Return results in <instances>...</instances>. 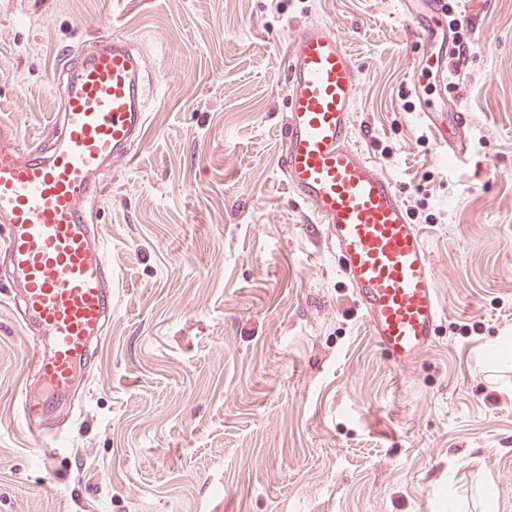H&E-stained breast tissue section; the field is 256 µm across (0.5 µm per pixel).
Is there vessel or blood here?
Here are the masks:
<instances>
[{
	"mask_svg": "<svg viewBox=\"0 0 512 512\" xmlns=\"http://www.w3.org/2000/svg\"><path fill=\"white\" fill-rule=\"evenodd\" d=\"M400 5L417 47L409 78L419 120L458 158L468 151L467 117L427 89L448 83L455 41L448 0ZM286 64L282 173L336 255L376 345L392 365L407 367L432 346L443 309L405 198L352 142L361 71L345 40L317 21L290 37ZM144 71V57L124 36L61 57L54 70L64 87L61 134L45 152H22L13 126L0 121V223L24 322L46 340L34 363L41 388L23 407L26 419L47 412V394L77 384L92 339L112 316V268L93 218L97 176L131 157L144 137Z\"/></svg>",
	"mask_w": 512,
	"mask_h": 512,
	"instance_id": "b4317fda",
	"label": "vessel or blood"
}]
</instances>
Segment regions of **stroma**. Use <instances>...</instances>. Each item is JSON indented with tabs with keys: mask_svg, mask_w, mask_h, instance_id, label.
Segmentation results:
<instances>
[{
	"mask_svg": "<svg viewBox=\"0 0 512 512\" xmlns=\"http://www.w3.org/2000/svg\"><path fill=\"white\" fill-rule=\"evenodd\" d=\"M311 21L357 61L359 145L434 263L444 319L405 369L281 171L286 44ZM112 33L150 66L136 156L98 175L112 321L32 437L41 340L0 282V512H512V0H470L459 31L462 162L417 116L399 0H0L21 150L52 134L62 52Z\"/></svg>",
	"mask_w": 512,
	"mask_h": 512,
	"instance_id": "35a3bbf8",
	"label": "stroma"
}]
</instances>
